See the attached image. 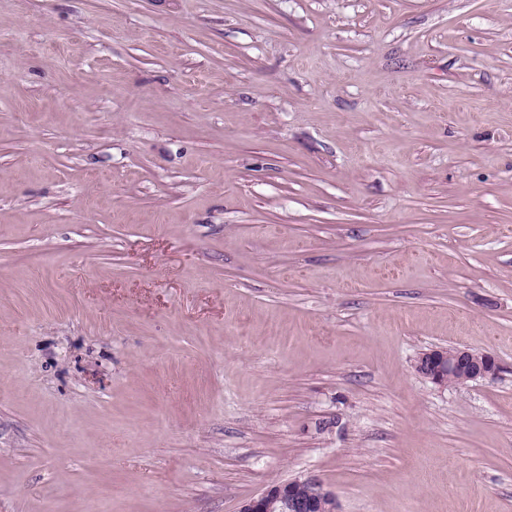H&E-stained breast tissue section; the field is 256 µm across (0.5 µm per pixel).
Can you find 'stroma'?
<instances>
[{"label": "stroma", "instance_id": "35a3bbf8", "mask_svg": "<svg viewBox=\"0 0 512 512\" xmlns=\"http://www.w3.org/2000/svg\"><path fill=\"white\" fill-rule=\"evenodd\" d=\"M303 474L512 512V0H0V512ZM415 371L432 383L448 387L478 379L495 377L500 371L497 358L489 353H478L467 347L452 346L431 349L421 353L414 362Z\"/></svg>", "mask_w": 512, "mask_h": 512}]
</instances>
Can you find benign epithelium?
Instances as JSON below:
<instances>
[{"label": "benign epithelium", "mask_w": 512, "mask_h": 512, "mask_svg": "<svg viewBox=\"0 0 512 512\" xmlns=\"http://www.w3.org/2000/svg\"><path fill=\"white\" fill-rule=\"evenodd\" d=\"M415 371L439 386L449 381L462 385L478 379L493 378L500 371L497 358L467 347L452 346L421 353L414 362ZM301 483L313 491L310 499L296 495L294 484ZM339 512L336 495L326 489L314 475L270 484L257 496L244 502L240 512Z\"/></svg>", "instance_id": "1"}]
</instances>
